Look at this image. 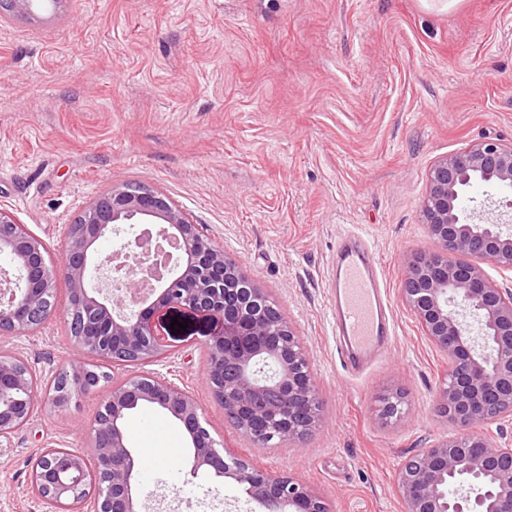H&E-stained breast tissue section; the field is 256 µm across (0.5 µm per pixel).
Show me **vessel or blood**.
Wrapping results in <instances>:
<instances>
[{
	"label": "vessel or blood",
	"mask_w": 512,
	"mask_h": 512,
	"mask_svg": "<svg viewBox=\"0 0 512 512\" xmlns=\"http://www.w3.org/2000/svg\"><path fill=\"white\" fill-rule=\"evenodd\" d=\"M377 268L378 259L367 241L341 238L331 289L332 322L336 340L355 368L393 336Z\"/></svg>",
	"instance_id": "vessel-or-blood-1"
}]
</instances>
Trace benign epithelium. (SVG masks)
Here are the masks:
<instances>
[{"instance_id":"obj_1","label":"benign epithelium","mask_w":512,"mask_h":512,"mask_svg":"<svg viewBox=\"0 0 512 512\" xmlns=\"http://www.w3.org/2000/svg\"><path fill=\"white\" fill-rule=\"evenodd\" d=\"M512 187V142L472 143L431 167L422 217L434 247L407 266L401 296L427 339L448 359L438 390L439 410L452 426L448 435L403 462L395 489L403 512H512V448L469 432L475 422L512 420V227L492 219L470 221L462 205L466 184ZM136 224H152L157 237L177 243L176 254L158 261L120 251L113 258L96 244ZM10 256L15 277L0 274V335L43 328L56 312V277L45 261L41 239L0 207V255ZM502 277L491 278L483 264ZM68 298L64 321L78 358L51 376L52 389L35 382V369L16 357H0V439L22 428L41 407L68 408L95 391L87 365L110 348L116 364H142L169 354L170 334L155 321L157 309L185 308L213 315L222 329L208 336L209 387L224 416L258 448L304 440L323 420L311 357L292 321L282 311L255 314L264 290L199 225L165 195L122 185L98 195L69 225L62 270ZM472 316L477 328L464 320ZM478 334H473V331ZM273 372L261 374L259 363ZM403 399L384 397L381 416H400ZM150 406L184 428L191 474L204 469L231 478L263 512H329L317 490L285 474H271L224 454L204 426L202 409L187 390L152 375L112 386L90 428L95 469L106 483L88 496L91 475L83 454L45 449L34 486L48 512H139L134 495L140 460L126 445L131 412Z\"/></svg>"}]
</instances>
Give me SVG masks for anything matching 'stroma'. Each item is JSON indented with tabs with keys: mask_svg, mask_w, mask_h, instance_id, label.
I'll use <instances>...</instances> for the list:
<instances>
[{
	"mask_svg": "<svg viewBox=\"0 0 512 512\" xmlns=\"http://www.w3.org/2000/svg\"><path fill=\"white\" fill-rule=\"evenodd\" d=\"M512 142V0H35L0 17V207L45 244L103 191L140 183L167 194L292 321L323 404L304 441L253 446L208 385L212 316L180 318L175 348L114 381L168 378L198 401L212 437L269 473L320 492L331 512H402L401 463L448 434L437 392L448 361L402 301L408 259L431 249L421 205L440 158L474 141ZM469 210L512 214V189L465 188ZM380 260L391 345L348 373L329 324L340 233ZM51 376L74 356L62 315L0 336V351ZM100 385L68 410L38 411L0 442V512H46L30 461L46 448L86 452ZM404 395L401 419L381 397ZM127 445L148 462L140 512H261L242 486L191 475L181 426L151 407ZM178 455L168 472L163 455Z\"/></svg>",
	"mask_w": 512,
	"mask_h": 512,
	"instance_id": "1",
	"label": "stroma"
}]
</instances>
